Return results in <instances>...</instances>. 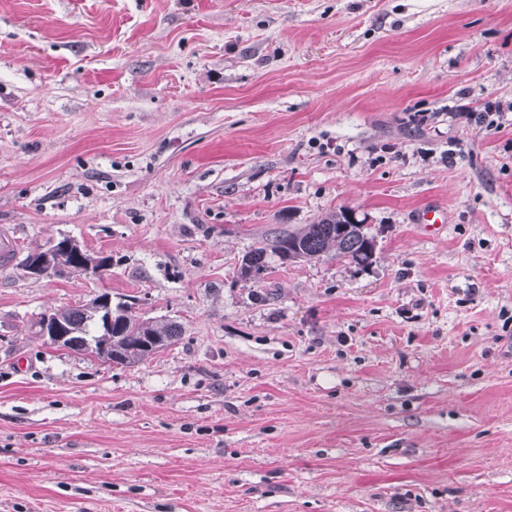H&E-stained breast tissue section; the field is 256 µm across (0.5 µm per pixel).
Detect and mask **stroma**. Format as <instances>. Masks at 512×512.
I'll list each match as a JSON object with an SVG mask.
<instances>
[{"mask_svg":"<svg viewBox=\"0 0 512 512\" xmlns=\"http://www.w3.org/2000/svg\"><path fill=\"white\" fill-rule=\"evenodd\" d=\"M341 208L371 266L240 278ZM2 224L112 268L0 267V512H512V0H0ZM104 291L180 338L32 334ZM414 222L423 224L426 230L436 234L445 224V211L435 206H427L415 214Z\"/></svg>","mask_w":512,"mask_h":512,"instance_id":"obj_1","label":"stroma"}]
</instances>
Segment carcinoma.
<instances>
[{
  "label": "carcinoma",
  "instance_id": "obj_1",
  "mask_svg": "<svg viewBox=\"0 0 512 512\" xmlns=\"http://www.w3.org/2000/svg\"><path fill=\"white\" fill-rule=\"evenodd\" d=\"M376 253L375 237L365 224L349 222L346 210L332 211L312 224L294 231L261 238L242 257L240 277L258 282L276 257L286 263L293 259L312 261L332 255L336 259L367 267ZM97 300L58 309L54 314L71 332L72 351L94 355L101 344H112L115 365L134 366L172 345L182 335L181 325L169 320L144 319L119 303L112 310V330L105 329L97 313Z\"/></svg>",
  "mask_w": 512,
  "mask_h": 512
}]
</instances>
